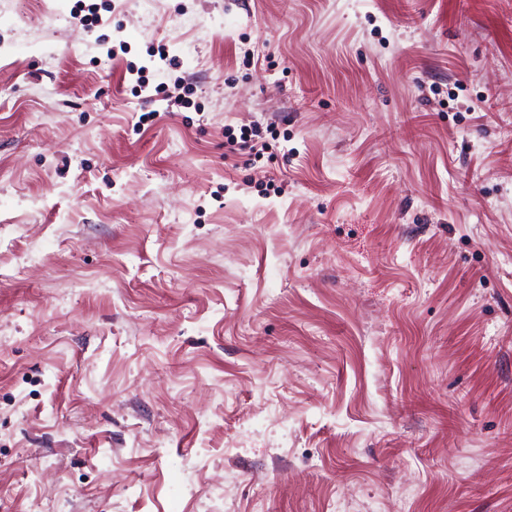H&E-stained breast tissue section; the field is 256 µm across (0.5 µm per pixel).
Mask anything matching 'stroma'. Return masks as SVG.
Instances as JSON below:
<instances>
[{"mask_svg": "<svg viewBox=\"0 0 512 512\" xmlns=\"http://www.w3.org/2000/svg\"><path fill=\"white\" fill-rule=\"evenodd\" d=\"M0 512H512V0H0Z\"/></svg>", "mask_w": 512, "mask_h": 512, "instance_id": "1", "label": "stroma"}]
</instances>
